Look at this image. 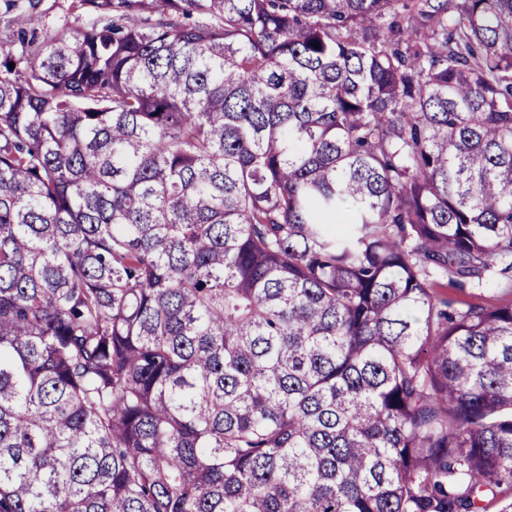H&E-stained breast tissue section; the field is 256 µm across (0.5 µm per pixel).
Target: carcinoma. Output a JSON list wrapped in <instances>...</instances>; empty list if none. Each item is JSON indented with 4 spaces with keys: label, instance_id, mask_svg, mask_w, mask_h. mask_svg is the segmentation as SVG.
I'll list each match as a JSON object with an SVG mask.
<instances>
[{
    "label": "carcinoma",
    "instance_id": "cac0c4a2",
    "mask_svg": "<svg viewBox=\"0 0 512 512\" xmlns=\"http://www.w3.org/2000/svg\"><path fill=\"white\" fill-rule=\"evenodd\" d=\"M75 2L0 34V512H512V303L433 292L512 282V0ZM4 0H0V31L23 29L38 35L52 34L83 27L85 16L73 6L72 0H41L34 13L19 8L5 13Z\"/></svg>",
    "mask_w": 512,
    "mask_h": 512
}]
</instances>
